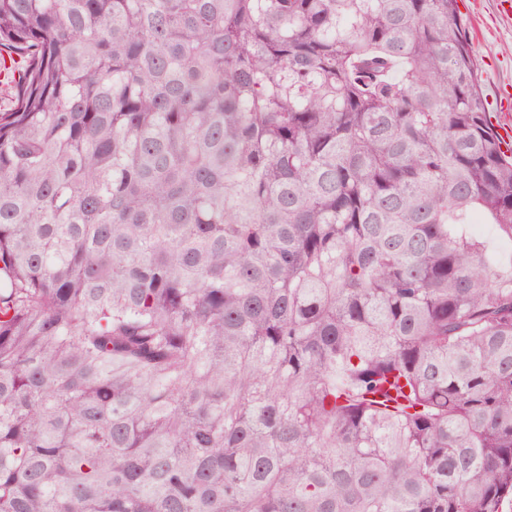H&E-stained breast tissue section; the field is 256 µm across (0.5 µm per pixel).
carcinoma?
Here are the masks:
<instances>
[{
	"mask_svg": "<svg viewBox=\"0 0 512 512\" xmlns=\"http://www.w3.org/2000/svg\"><path fill=\"white\" fill-rule=\"evenodd\" d=\"M0 512H512V151L458 0H0ZM482 228H476V224L470 226V232L487 242L493 251L507 268L512 262V242L502 239L492 224H481Z\"/></svg>",
	"mask_w": 512,
	"mask_h": 512,
	"instance_id": "obj_1",
	"label": "carcinoma"
}]
</instances>
